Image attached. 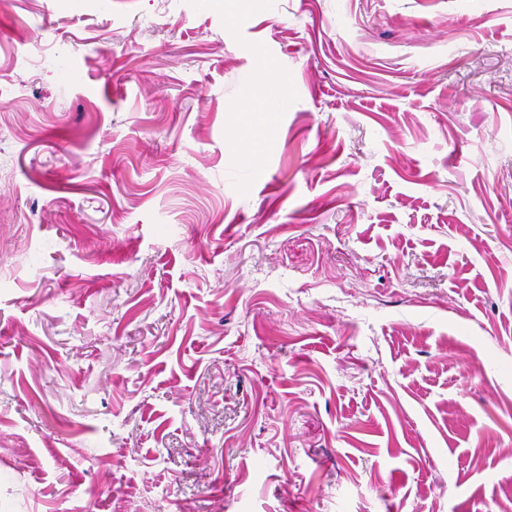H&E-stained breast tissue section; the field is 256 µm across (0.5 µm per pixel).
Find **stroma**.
Returning <instances> with one entry per match:
<instances>
[{"mask_svg":"<svg viewBox=\"0 0 512 512\" xmlns=\"http://www.w3.org/2000/svg\"><path fill=\"white\" fill-rule=\"evenodd\" d=\"M509 501L512 0H0V512Z\"/></svg>","mask_w":512,"mask_h":512,"instance_id":"obj_1","label":"stroma"}]
</instances>
